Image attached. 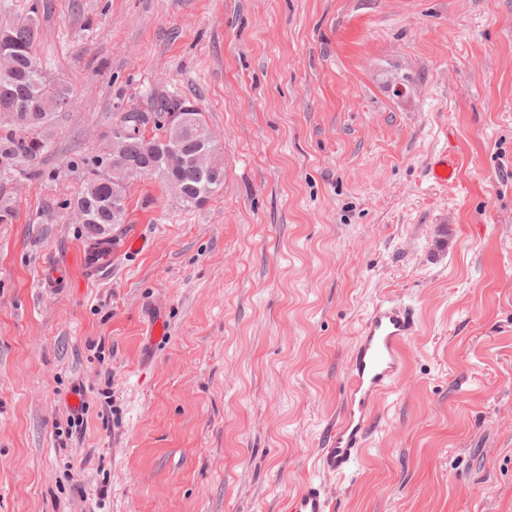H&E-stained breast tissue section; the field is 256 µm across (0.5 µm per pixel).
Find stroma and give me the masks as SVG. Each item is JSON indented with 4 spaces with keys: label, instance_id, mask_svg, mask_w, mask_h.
Instances as JSON below:
<instances>
[{
    "label": "stroma",
    "instance_id": "35a3bbf8",
    "mask_svg": "<svg viewBox=\"0 0 512 512\" xmlns=\"http://www.w3.org/2000/svg\"><path fill=\"white\" fill-rule=\"evenodd\" d=\"M29 16L74 93L0 178V512H279L310 480L331 512H512V0H0ZM160 94L201 109L224 188L131 180L112 237L150 247L87 280L63 204ZM384 299L418 315L405 374L354 474L320 473ZM458 168L456 154L451 150H444L433 156L428 168V176L435 184L448 185L457 179Z\"/></svg>",
    "mask_w": 512,
    "mask_h": 512
}]
</instances>
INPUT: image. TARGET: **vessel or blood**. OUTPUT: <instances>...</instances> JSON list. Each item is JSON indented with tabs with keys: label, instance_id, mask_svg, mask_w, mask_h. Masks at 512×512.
<instances>
[{
	"label": "vessel or blood",
	"instance_id": "vessel-or-blood-1",
	"mask_svg": "<svg viewBox=\"0 0 512 512\" xmlns=\"http://www.w3.org/2000/svg\"><path fill=\"white\" fill-rule=\"evenodd\" d=\"M458 168L456 154L444 150L433 156L428 176L445 185L455 182ZM112 258V246L105 243L82 254L80 265L86 275L99 277L111 269ZM417 330L414 307L402 302L376 303L363 318L346 367L341 410L318 457L322 472L343 477L361 459L381 400L405 372L404 349ZM283 512H330L327 488L305 482L296 495L286 498Z\"/></svg>",
	"mask_w": 512,
	"mask_h": 512
}]
</instances>
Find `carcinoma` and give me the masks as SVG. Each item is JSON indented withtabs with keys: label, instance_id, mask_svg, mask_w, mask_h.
<instances>
[{
	"label": "carcinoma",
	"instance_id": "1",
	"mask_svg": "<svg viewBox=\"0 0 512 512\" xmlns=\"http://www.w3.org/2000/svg\"><path fill=\"white\" fill-rule=\"evenodd\" d=\"M36 39L37 28L29 19L0 26V115L6 117L0 125V157L15 159L20 165L36 159L45 149L41 129L53 114L66 110L72 99L68 85L54 84L44 76L34 55ZM184 106L186 102L166 95L153 103L154 111L165 114L178 112ZM148 122L149 117L143 112L126 113L112 129L121 138L110 142L106 153L137 167L141 176L153 175L169 186L174 182L183 186L185 195L180 200L186 207H199L224 188V159L217 141L209 144L213 167L209 178L201 182L187 165L156 163L152 144L169 131L162 125L158 133L148 137L144 131ZM169 133L176 141L178 155L186 158L199 151L200 143L194 137L174 130ZM126 184L125 179L116 182L110 171L97 166L88 168L83 189L73 200V210L84 213L89 239L107 237L112 225L125 223L126 207L112 211V195H124Z\"/></svg>",
	"mask_w": 512,
	"mask_h": 512
}]
</instances>
